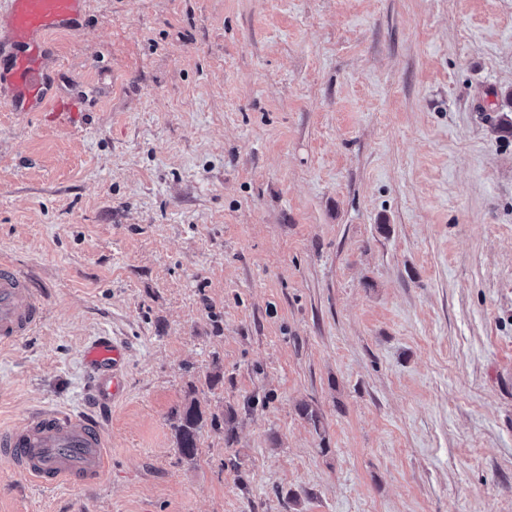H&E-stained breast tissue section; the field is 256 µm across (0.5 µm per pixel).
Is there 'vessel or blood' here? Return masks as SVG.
I'll return each mask as SVG.
<instances>
[{
    "instance_id": "b4317fda",
    "label": "vessel or blood",
    "mask_w": 512,
    "mask_h": 512,
    "mask_svg": "<svg viewBox=\"0 0 512 512\" xmlns=\"http://www.w3.org/2000/svg\"><path fill=\"white\" fill-rule=\"evenodd\" d=\"M85 0H0V19L7 20L8 39H0V104L9 111L50 112L68 125L79 115V98L52 94L45 65L47 37L77 31ZM45 308L27 276L11 261L0 259V346L35 334ZM122 345L102 338L86 349L100 375L94 398L106 404L125 390L119 366ZM0 462L38 485L60 483L94 486L108 468L106 441L99 425L81 413L41 410L0 432Z\"/></svg>"
}]
</instances>
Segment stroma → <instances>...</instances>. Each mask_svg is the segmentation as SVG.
<instances>
[{
	"instance_id": "stroma-1",
	"label": "stroma",
	"mask_w": 512,
	"mask_h": 512,
	"mask_svg": "<svg viewBox=\"0 0 512 512\" xmlns=\"http://www.w3.org/2000/svg\"><path fill=\"white\" fill-rule=\"evenodd\" d=\"M50 51L88 104L0 109L46 307L0 427L86 410L99 336L126 388L101 484L0 512H512V0H87ZM203 420V413L194 401L179 414V423L176 426L177 445L181 454L187 458L196 455L198 434Z\"/></svg>"
}]
</instances>
